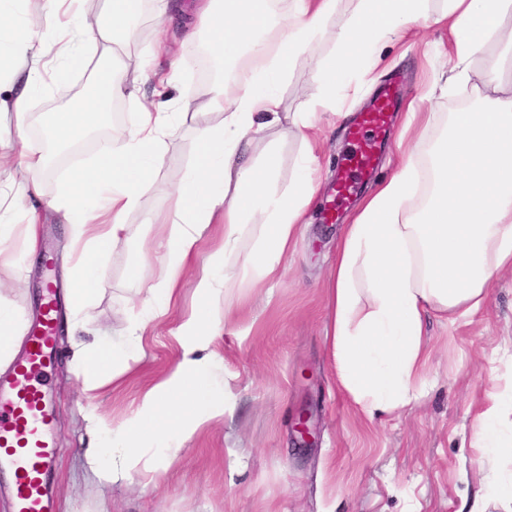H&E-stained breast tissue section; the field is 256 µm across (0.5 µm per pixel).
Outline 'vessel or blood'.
Masks as SVG:
<instances>
[{
	"label": "vessel or blood",
	"mask_w": 512,
	"mask_h": 512,
	"mask_svg": "<svg viewBox=\"0 0 512 512\" xmlns=\"http://www.w3.org/2000/svg\"><path fill=\"white\" fill-rule=\"evenodd\" d=\"M398 90L386 87L376 103L361 114L347 137L353 146L336 183V196L349 199L370 177L373 158L360 148L370 136H384ZM59 322L56 285L46 282L38 319L24 336V351L0 376V463L14 475V512H57L49 477L58 456L53 434L54 408L42 378L51 367Z\"/></svg>",
	"instance_id": "1"
}]
</instances>
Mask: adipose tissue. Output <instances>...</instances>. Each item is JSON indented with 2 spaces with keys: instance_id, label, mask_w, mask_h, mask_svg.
<instances>
[{
  "instance_id": "1",
  "label": "adipose tissue",
  "mask_w": 512,
  "mask_h": 512,
  "mask_svg": "<svg viewBox=\"0 0 512 512\" xmlns=\"http://www.w3.org/2000/svg\"><path fill=\"white\" fill-rule=\"evenodd\" d=\"M84 0H43L32 17L19 0H0V77L20 78L21 92L0 98V112L16 115L13 133H0V160L18 175L0 211H26L23 224H0V244L36 256L41 218L25 203L39 193L38 173L47 154L31 145L27 133L30 95L52 72L59 94L69 92L68 73L86 66L88 48L98 44L109 62L95 96L69 111L54 113L47 127L50 147L63 150L96 129L108 102L137 99L152 80V61L128 78L116 53L134 34L131 25L142 0H108L104 19L90 21ZM340 0H291L274 16L271 0H200L195 33L210 61L221 64L241 52L261 62L253 81L227 90L215 79L205 93L187 99L141 102L133 127L120 139L101 142L96 157L71 172L48 203L75 228L71 250L74 289L69 299L72 333L88 332L84 310L104 283L100 256L111 242L134 238L127 222L150 190L177 126L202 112L219 114L215 125H196V155L171 185L173 208L155 216L170 227L169 259L160 280L147 288L143 317L123 347L77 342L83 394L96 398L108 382H119L129 359L152 323L164 319L185 269L197 257V243L212 224L224 238L207 258L209 275L196 284L199 305L173 330L180 356L142 393L135 414L115 426L97 407L86 413L91 447L85 456L100 486L140 475L155 481L195 433L224 417V398L212 387L220 362L209 346L221 322L213 316L218 297L274 280L292 241L301 231L308 206L321 183L308 163L278 189L275 151L262 161L245 156L254 133L282 121L277 86L292 63L315 42L332 44L316 71L315 105L327 106L345 86L349 70L362 58L377 56L387 36L405 32L427 13L428 0H356L347 21L332 26ZM512 0H446L439 20L448 27L452 67L444 88L469 87L467 108L433 120L416 112L418 138H430L425 151L408 145L397 172L368 196L344 228L332 278L334 315L332 356L341 386L368 418L417 399L427 359L424 318L437 308L459 317L479 310L485 289L498 271L512 266V79L503 61L512 54ZM57 45L52 60L44 49ZM481 67H473L476 56ZM259 234L242 249L246 226ZM507 440L502 407L491 400L477 415L475 447L494 455Z\"/></svg>"
}]
</instances>
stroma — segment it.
<instances>
[{
	"instance_id": "1",
	"label": "stroma",
	"mask_w": 512,
	"mask_h": 512,
	"mask_svg": "<svg viewBox=\"0 0 512 512\" xmlns=\"http://www.w3.org/2000/svg\"><path fill=\"white\" fill-rule=\"evenodd\" d=\"M176 4L177 11L161 17L143 4L134 21L136 35L121 52L132 77L141 57L152 51L159 54L158 73L181 61L180 83L164 89L169 98L194 95L202 88L193 64L196 45L185 37L191 0ZM443 7L442 0H430L426 20L388 42L377 64L348 77L343 110L311 107L314 72L332 50L328 43L304 53L279 84L283 111H315L311 142L303 144L287 128L262 131L255 134L249 155L259 160L267 149H275L284 187L295 178L305 149H312L321 187L301 233L281 261L280 278L243 289L232 309L216 302V311L229 313L211 345L221 358L215 381L224 389V419L196 433L154 484L134 479L102 489L90 476L85 464L87 401L73 363L69 312L61 310L59 355L49 376L61 455L50 488L63 512H460L462 505L473 503L482 512H512L511 503L489 492L490 482L512 472V458L488 457L472 445L482 405L496 397L503 407L512 406V269L502 270L488 285L483 307L473 317L454 321L447 313L428 310L422 395L392 413L371 420L358 410L339 385L327 337L334 308L331 272L343 228L353 214L345 212L341 222L329 224L325 207L346 152L348 125L388 83L398 81L401 109L375 151L379 164L362 189L368 196L397 169L398 137L407 113H448L466 95L456 89L437 99L431 96L435 82L451 67L448 28L435 21ZM105 67L104 59L89 55L86 67L70 73L68 95L58 94L48 83L33 96L27 120L32 144L43 143L49 114L66 111L74 100L91 95ZM119 108V121L105 119L94 134L53 156V175L42 180L41 195L32 201L42 219L39 252L54 254V279L62 289L67 286L63 265L69 227L45 203L56 195L67 172L96 153L101 140L131 128L136 102L120 101ZM195 153L192 127H179L153 189L127 217L139 239L115 241L101 257L105 282L88 316L104 341L123 343L140 315L143 288L158 279L166 240L159 225L147 218L170 211V176ZM144 243L152 249L147 258L140 253ZM41 265L40 259L23 262L19 250L9 246L0 252V307L14 312L24 326L38 317ZM202 274V263H195L166 319L144 334L125 378L100 393L99 409L112 423L130 418L142 392L178 358L172 330L183 314L197 307L195 286ZM305 407L316 432L310 448L300 447L292 430L295 415Z\"/></svg>"
}]
</instances>
